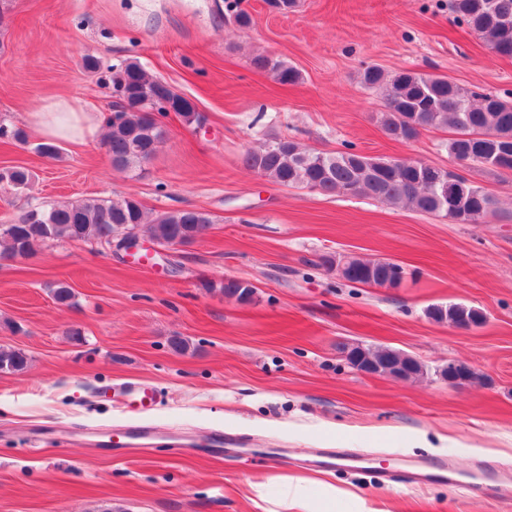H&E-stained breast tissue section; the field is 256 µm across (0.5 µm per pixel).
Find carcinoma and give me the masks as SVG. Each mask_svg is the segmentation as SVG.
<instances>
[{"instance_id": "1", "label": "carcinoma", "mask_w": 512, "mask_h": 512, "mask_svg": "<svg viewBox=\"0 0 512 512\" xmlns=\"http://www.w3.org/2000/svg\"><path fill=\"white\" fill-rule=\"evenodd\" d=\"M457 18L494 53L512 57V0H451ZM252 65L269 72L281 84L299 79L294 68L267 55H257ZM112 88L120 94L118 111L106 117L108 135L105 147L112 165L124 170H143L146 159L155 155L163 137L156 109L166 104L188 124L200 122L193 102L174 91L163 79L151 75L140 63L128 62L112 69ZM363 83L379 89L385 111L380 123L393 140L408 143L423 130L446 129V147L454 160H466L472 169H484L502 177L512 175V98L464 89L444 76L401 70L390 75L376 66L363 71ZM388 159L367 157L349 148L323 153L301 148L288 138H277L258 150L242 156L245 168L273 182L303 187L323 196H364L391 204H402L414 211L449 217V198L442 197L432 183L444 175L440 168L387 165ZM16 190L26 189L30 172L13 167L0 174V181ZM475 197L468 207L487 217L496 213L497 200L482 186L472 185ZM210 224L207 214L185 208L149 218L142 204L128 195L117 200L85 199L64 205H38L26 210L14 224L0 225L4 254L70 240L112 245L128 234L148 233L159 246L175 239L191 243ZM352 267L383 283L380 274L385 262L351 258ZM224 296L248 301L254 288L237 279H226ZM27 357L19 350L0 349V371L20 372Z\"/></svg>"}]
</instances>
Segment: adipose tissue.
I'll return each instance as SVG.
<instances>
[{
    "label": "adipose tissue",
    "mask_w": 512,
    "mask_h": 512,
    "mask_svg": "<svg viewBox=\"0 0 512 512\" xmlns=\"http://www.w3.org/2000/svg\"><path fill=\"white\" fill-rule=\"evenodd\" d=\"M27 122L32 130L52 143L83 142L99 129L96 116L65 98L47 101L32 109L27 114Z\"/></svg>",
    "instance_id": "1"
}]
</instances>
